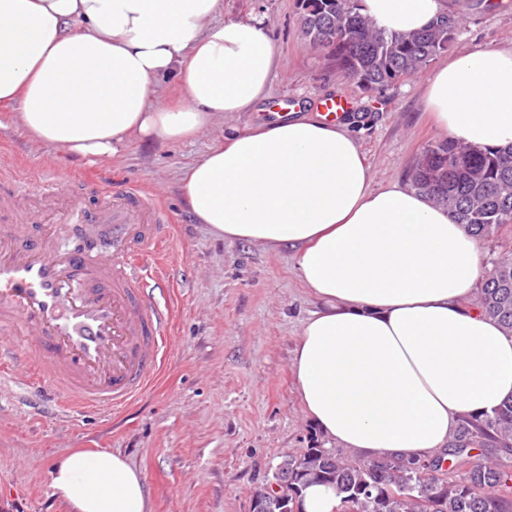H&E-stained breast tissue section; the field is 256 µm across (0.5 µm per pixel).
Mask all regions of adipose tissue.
<instances>
[{"mask_svg": "<svg viewBox=\"0 0 512 512\" xmlns=\"http://www.w3.org/2000/svg\"><path fill=\"white\" fill-rule=\"evenodd\" d=\"M389 33L447 0H361ZM223 0H0V104L39 143L106 159L133 140L182 143L254 110L281 66L254 20ZM170 78L178 102L155 82ZM439 131L512 144V48L466 50L428 79ZM344 122L289 114L217 139L181 174L196 223L224 239L288 246L318 303L293 361L298 397L330 440L374 460L443 454L462 415L512 396V334L463 306L480 276L474 238L415 189L373 188ZM69 512H149L140 471L109 450L50 470Z\"/></svg>", "mask_w": 512, "mask_h": 512, "instance_id": "adipose-tissue-1", "label": "adipose tissue"}]
</instances>
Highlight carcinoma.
<instances>
[{"label":"carcinoma","mask_w":512,"mask_h":512,"mask_svg":"<svg viewBox=\"0 0 512 512\" xmlns=\"http://www.w3.org/2000/svg\"><path fill=\"white\" fill-rule=\"evenodd\" d=\"M303 35L325 52L328 64L362 90L381 91L404 81L448 51L458 20L446 13L420 32L389 34L377 29L358 0H299ZM417 161L411 181L448 209L476 239L512 224V146L481 148L450 140L431 145ZM481 309L512 332V257L496 262L479 292ZM474 448L512 452V400L491 415L466 416L448 438L446 455L404 461L350 458L312 446L279 463L288 476L280 491L266 486L269 512L302 506L312 483L333 487L337 512H512V470L498 460L472 458ZM450 459H445V456Z\"/></svg>","instance_id":"cac0c4a2"}]
</instances>
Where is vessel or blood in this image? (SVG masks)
I'll return each instance as SVG.
<instances>
[{
    "mask_svg": "<svg viewBox=\"0 0 512 512\" xmlns=\"http://www.w3.org/2000/svg\"><path fill=\"white\" fill-rule=\"evenodd\" d=\"M75 177L38 182L0 160V390L18 382L64 413L126 408L156 379L175 322L171 218L145 184L52 208Z\"/></svg>",
    "mask_w": 512,
    "mask_h": 512,
    "instance_id": "obj_1",
    "label": "vessel or blood"
}]
</instances>
